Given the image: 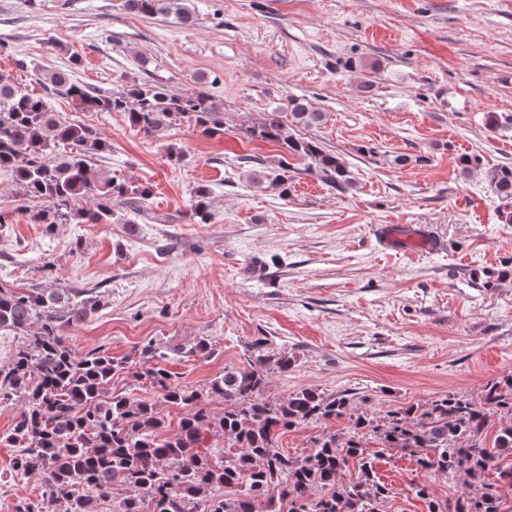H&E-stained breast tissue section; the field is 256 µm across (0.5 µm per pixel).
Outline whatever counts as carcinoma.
Returning <instances> with one entry per match:
<instances>
[{"label":"carcinoma","mask_w":512,"mask_h":512,"mask_svg":"<svg viewBox=\"0 0 512 512\" xmlns=\"http://www.w3.org/2000/svg\"><path fill=\"white\" fill-rule=\"evenodd\" d=\"M126 10L196 23L188 0H125ZM52 91L69 99L78 112H123L129 126L160 136L186 120L202 134L224 133L219 108L206 92L173 93L151 82L117 92L80 85L65 70L51 71ZM325 113L304 99L263 113L245 135L280 144L288 154L311 160L328 184L351 185L336 155L316 142L293 138L287 126L321 125ZM487 127L512 132L511 112H490ZM111 152L94 127L66 120L41 96L0 79V173L8 174L18 194L31 204V217L52 231L57 224H110L112 201L124 199L136 210L151 194L93 165ZM503 203L500 215L512 223V167L484 171ZM88 199L90 206L76 202ZM193 217L211 218L206 189L195 191ZM100 306L90 290L31 288L16 292L0 285V332L21 339L7 362L0 363V404L20 405L7 441L21 449L14 462L21 474L36 473L42 493L37 512H97L112 487L128 490L114 512H380L390 490L375 479L374 460L361 440L322 432L308 452L290 454L279 446L283 430L350 415L361 436L381 448L419 457L423 469L441 475L463 473L467 483L453 506L429 499L427 486L413 487L428 500V512H501L499 487L512 486V374L485 385L477 401L464 395L409 404L377 419L350 413L343 395L326 396L303 388L286 398L265 395L270 374L286 373V353L254 340L246 365L224 369L202 390L177 383L170 372L151 363L167 353L149 351L136 377L150 381L170 404L186 409L177 428L159 417L153 404L130 393L110 391L121 365L102 348L82 356L68 343L67 330ZM224 398L215 414L210 398ZM500 415L492 443L485 430L490 414ZM359 462L358 477L341 479L349 458ZM496 473L490 482L486 473ZM224 489L221 496L215 489Z\"/></svg>","instance_id":"carcinoma-1"}]
</instances>
